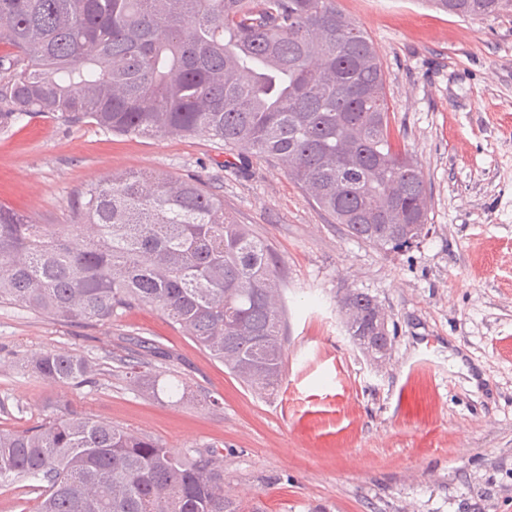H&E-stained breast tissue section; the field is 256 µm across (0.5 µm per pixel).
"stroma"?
<instances>
[{
	"label": "stroma",
	"instance_id": "1",
	"mask_svg": "<svg viewBox=\"0 0 512 512\" xmlns=\"http://www.w3.org/2000/svg\"><path fill=\"white\" fill-rule=\"evenodd\" d=\"M374 43L396 147L421 165L429 232L386 252L350 237L274 163L222 142L116 136L22 114L0 125V204L43 224L106 174L198 178L285 265L288 345L278 393L247 387L148 308L99 324L0 306V429L59 404L186 453L224 452L243 512H512V11L462 19L425 0H337ZM372 296L394 338L362 354L337 305ZM156 340L184 400L142 395L110 358ZM86 356L93 383L32 375L27 355Z\"/></svg>",
	"mask_w": 512,
	"mask_h": 512
}]
</instances>
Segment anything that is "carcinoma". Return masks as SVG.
Segmentation results:
<instances>
[{
  "label": "carcinoma",
  "instance_id": "obj_1",
  "mask_svg": "<svg viewBox=\"0 0 512 512\" xmlns=\"http://www.w3.org/2000/svg\"><path fill=\"white\" fill-rule=\"evenodd\" d=\"M491 17L512 0H434ZM0 124L47 114L116 134L206 133L242 158L282 167L333 224L385 251L423 236L418 162L395 149L384 72L368 34L336 0H0ZM286 279L270 243L197 178L129 170L86 186L72 224L0 207V304L61 322L105 323L154 307L248 386L274 392L286 356ZM348 335L383 340L378 303L338 300ZM112 357L158 398L163 348L143 336ZM37 377L90 383L96 362L44 352ZM34 480L39 512H240L224 495V453L187 458L74 409L0 429V484Z\"/></svg>",
  "mask_w": 512,
  "mask_h": 512
}]
</instances>
